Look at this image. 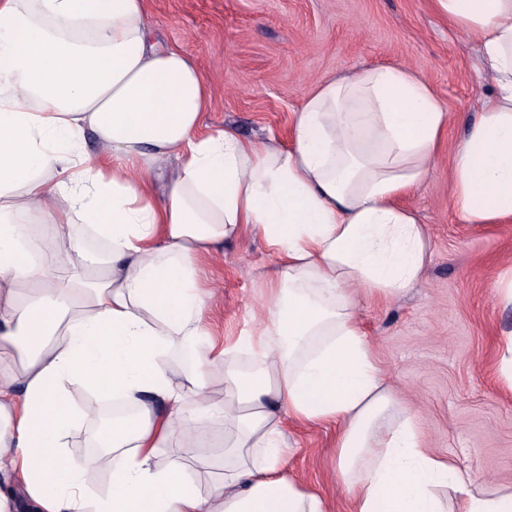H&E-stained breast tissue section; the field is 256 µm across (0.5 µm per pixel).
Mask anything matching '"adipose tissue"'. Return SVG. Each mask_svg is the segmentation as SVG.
Here are the masks:
<instances>
[{"instance_id": "adipose-tissue-1", "label": "adipose tissue", "mask_w": 512, "mask_h": 512, "mask_svg": "<svg viewBox=\"0 0 512 512\" xmlns=\"http://www.w3.org/2000/svg\"><path fill=\"white\" fill-rule=\"evenodd\" d=\"M433 6L495 85L451 155L455 209L512 220V0ZM209 101L196 64L152 43L145 0H0V512H329L284 470L287 417L337 425L353 512H512V492L479 490L428 447L357 317L359 294L399 295L426 264L400 199L449 121L427 80L385 66L322 80L286 150L202 131ZM77 219L104 257L74 238ZM249 228L277 267L255 330L228 347L198 271ZM175 349L189 370L172 368ZM108 399L129 415L74 463L71 434ZM206 448L222 451L221 482L186 463ZM100 470L104 495L83 480Z\"/></svg>"}]
</instances>
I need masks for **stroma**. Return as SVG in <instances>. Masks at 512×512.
Here are the masks:
<instances>
[{
    "label": "stroma",
    "instance_id": "1",
    "mask_svg": "<svg viewBox=\"0 0 512 512\" xmlns=\"http://www.w3.org/2000/svg\"><path fill=\"white\" fill-rule=\"evenodd\" d=\"M151 38L179 47L210 91L203 129L234 127L291 143L304 97L322 79L369 65L424 75L449 113L442 145L422 186L402 200L428 232L420 280L397 297H362L358 318L402 405L417 414L427 443L492 490L512 491V381L503 371L512 304V221L464 224L454 210L451 151L478 121L495 87L479 46L451 30L431 0H148ZM274 258L261 232L225 242L202 264L216 293L206 312L217 340L254 323ZM294 447L288 471L331 512H351L336 477L332 424L285 419Z\"/></svg>",
    "mask_w": 512,
    "mask_h": 512
}]
</instances>
